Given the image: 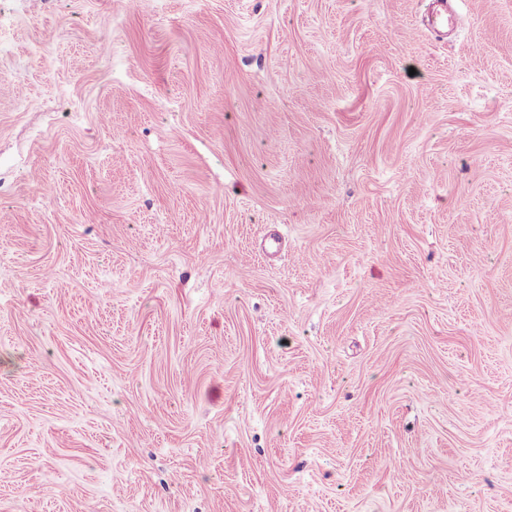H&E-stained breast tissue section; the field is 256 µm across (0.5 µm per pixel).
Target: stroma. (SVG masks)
Wrapping results in <instances>:
<instances>
[{"mask_svg": "<svg viewBox=\"0 0 512 512\" xmlns=\"http://www.w3.org/2000/svg\"><path fill=\"white\" fill-rule=\"evenodd\" d=\"M431 3L0 0V512H512V0Z\"/></svg>", "mask_w": 512, "mask_h": 512, "instance_id": "35a3bbf8", "label": "stroma"}]
</instances>
